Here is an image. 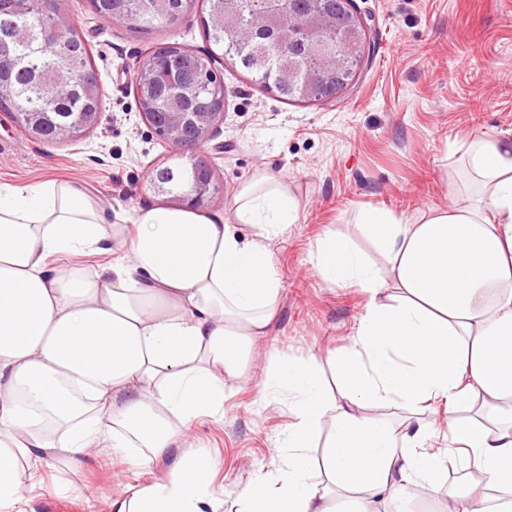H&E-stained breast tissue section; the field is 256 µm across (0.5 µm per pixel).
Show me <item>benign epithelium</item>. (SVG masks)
<instances>
[{
    "label": "benign epithelium",
    "mask_w": 512,
    "mask_h": 512,
    "mask_svg": "<svg viewBox=\"0 0 512 512\" xmlns=\"http://www.w3.org/2000/svg\"><path fill=\"white\" fill-rule=\"evenodd\" d=\"M208 22L221 28L242 46L263 34H272L271 47L294 49L301 45H312V38L327 31H336V49L318 46L317 57L320 68L301 82L298 80V66L281 69L279 79L288 86H294L303 100H327L339 93L342 87L333 81L352 52L355 43L367 36V19L360 13L355 0H347L349 13L343 23L336 22L327 9V0H307L308 7L303 13L295 10L294 0H269L267 11L260 15L250 29L238 24L239 0H208ZM53 23L42 24L41 17L30 19L28 26L40 28L41 44L44 47L58 45L62 32L75 28L74 22L62 12L60 0H53ZM88 80L87 73L75 69L67 76L54 80V90L59 93L75 86H83ZM134 91L139 102L140 116L153 132L160 135L177 155L185 157L194 170V177L187 189L171 196V201L184 207L202 209L208 205L218 190L221 179L217 168L205 156L210 141L220 135V123L224 122V88L216 89L212 99L196 112H186L182 103L196 92L194 82L180 79L179 91L159 103L151 68L146 61H140L135 68ZM168 109L166 124L154 128L153 117L160 106ZM7 116L16 128L30 140L66 141L83 137L99 121L98 112H73L64 122L53 120L49 112H9Z\"/></svg>",
    "instance_id": "obj_1"
}]
</instances>
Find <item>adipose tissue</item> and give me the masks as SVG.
<instances>
[{
    "mask_svg": "<svg viewBox=\"0 0 512 512\" xmlns=\"http://www.w3.org/2000/svg\"><path fill=\"white\" fill-rule=\"evenodd\" d=\"M475 200L405 218L362 208L354 222L384 258L344 235L321 239L320 277L361 288L366 309L350 344L327 360L276 357L263 390L292 399L274 441L275 469L238 495L239 512H413L424 493L447 512H512V139L470 143ZM286 184L241 186L236 223L156 206L134 224H103L78 187L0 190V512H24L40 463L110 449L164 474L123 484L110 512H215L210 454L186 451L203 416H224L227 381L250 376L256 337L276 316L281 283L267 243L295 223ZM108 253L106 268L74 254ZM336 371L340 398L323 385ZM366 404L436 411L397 432L355 414ZM327 434L320 471L308 454ZM445 436L448 448L429 450ZM468 483L442 480L449 465Z\"/></svg>",
    "mask_w": 512,
    "mask_h": 512,
    "instance_id": "obj_1",
    "label": "adipose tissue"
}]
</instances>
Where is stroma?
<instances>
[{
	"label": "stroma",
	"instance_id": "1",
	"mask_svg": "<svg viewBox=\"0 0 512 512\" xmlns=\"http://www.w3.org/2000/svg\"><path fill=\"white\" fill-rule=\"evenodd\" d=\"M368 22L357 76L335 98L285 101L231 60L217 62L226 99L219 139L208 159L223 187L208 207L235 222L234 198L251 178H281L298 219L269 241L282 281L276 320L252 351L262 373L272 353H329L348 346L364 312L361 289L337 287L314 270L312 254L329 234L351 237L375 263L354 215L363 207L408 216L445 207L476 191L465 146L512 137V0H356ZM87 43L103 91L98 125L82 138L37 142L0 120V188L46 181L87 191L103 223L130 224L161 205L149 174L178 164L169 145L139 116L133 72L152 47L176 43L203 52L209 42L202 0L174 25L143 33L95 15L89 0H63ZM240 238L254 230L236 224ZM256 382L227 383L224 417L198 420L189 442L215 461L212 486L225 505L257 471H270V446L290 420L288 396L260 402ZM118 462L108 450L42 465L45 489L25 492L26 512H87V496L118 493ZM63 474L68 492L51 483Z\"/></svg>",
	"mask_w": 512,
	"mask_h": 512
}]
</instances>
